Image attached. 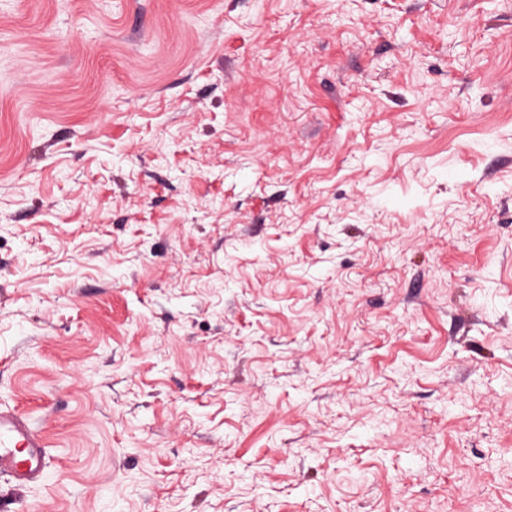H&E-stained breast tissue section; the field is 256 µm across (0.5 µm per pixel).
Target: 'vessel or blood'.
Listing matches in <instances>:
<instances>
[{
  "label": "vessel or blood",
  "instance_id": "obj_1",
  "mask_svg": "<svg viewBox=\"0 0 512 512\" xmlns=\"http://www.w3.org/2000/svg\"><path fill=\"white\" fill-rule=\"evenodd\" d=\"M44 434L19 412L0 408V473L21 490L39 480L47 467Z\"/></svg>",
  "mask_w": 512,
  "mask_h": 512
}]
</instances>
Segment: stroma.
I'll return each mask as SVG.
<instances>
[{"mask_svg": "<svg viewBox=\"0 0 512 512\" xmlns=\"http://www.w3.org/2000/svg\"><path fill=\"white\" fill-rule=\"evenodd\" d=\"M7 512H512V0H0ZM46 448L44 434L26 416L0 408V473L10 477L15 490L44 475Z\"/></svg>", "mask_w": 512, "mask_h": 512, "instance_id": "obj_1", "label": "stroma"}]
</instances>
